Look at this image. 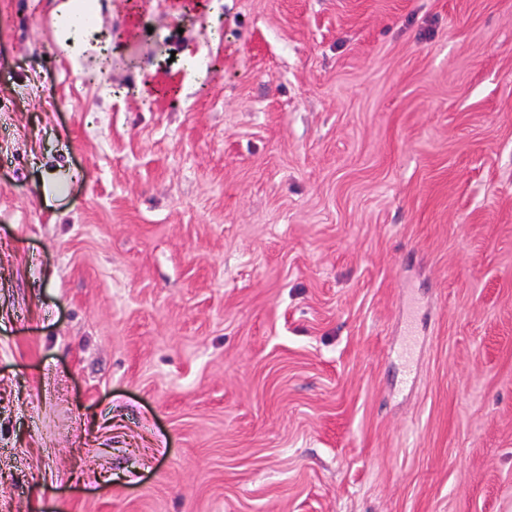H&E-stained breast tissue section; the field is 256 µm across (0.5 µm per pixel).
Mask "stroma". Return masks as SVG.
I'll return each mask as SVG.
<instances>
[{"label":"stroma","instance_id":"obj_1","mask_svg":"<svg viewBox=\"0 0 512 512\" xmlns=\"http://www.w3.org/2000/svg\"><path fill=\"white\" fill-rule=\"evenodd\" d=\"M54 6L0 0V512H512V0H100L80 72Z\"/></svg>","mask_w":512,"mask_h":512}]
</instances>
